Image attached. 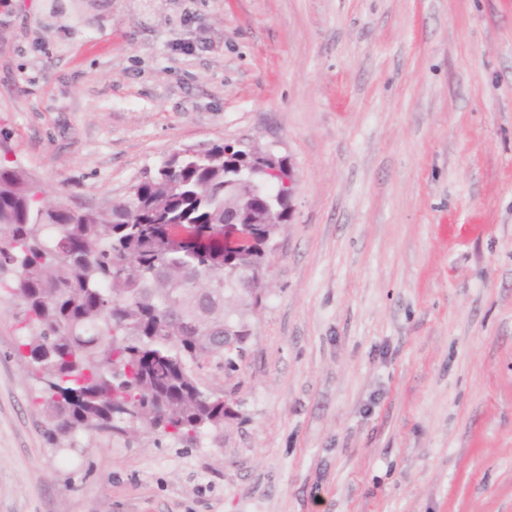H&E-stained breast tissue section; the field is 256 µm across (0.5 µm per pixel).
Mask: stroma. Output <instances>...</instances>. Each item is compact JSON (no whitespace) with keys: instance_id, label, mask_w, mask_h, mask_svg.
I'll list each match as a JSON object with an SVG mask.
<instances>
[{"instance_id":"obj_1","label":"stroma","mask_w":512,"mask_h":512,"mask_svg":"<svg viewBox=\"0 0 512 512\" xmlns=\"http://www.w3.org/2000/svg\"><path fill=\"white\" fill-rule=\"evenodd\" d=\"M224 142L295 174L197 372L232 416L49 441L2 294L0 512H512V0H0V164L46 197Z\"/></svg>"}]
</instances>
